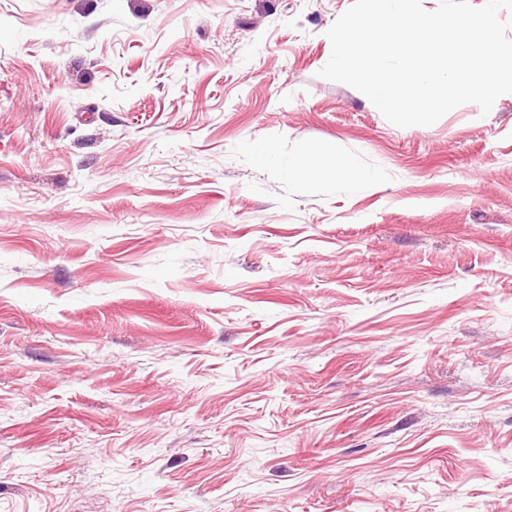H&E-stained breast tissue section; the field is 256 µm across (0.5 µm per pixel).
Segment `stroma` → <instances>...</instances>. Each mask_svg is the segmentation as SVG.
I'll return each instance as SVG.
<instances>
[{
    "label": "stroma",
    "mask_w": 512,
    "mask_h": 512,
    "mask_svg": "<svg viewBox=\"0 0 512 512\" xmlns=\"http://www.w3.org/2000/svg\"><path fill=\"white\" fill-rule=\"evenodd\" d=\"M352 3L0 0V512H512V93L390 123ZM332 168L335 172L336 181H346L359 187L373 186L377 176L367 170L356 167L349 161H337L329 165L325 160L315 157L307 152H297L288 155L285 162V172L289 178L301 184L323 181L330 176Z\"/></svg>",
    "instance_id": "stroma-1"
}]
</instances>
